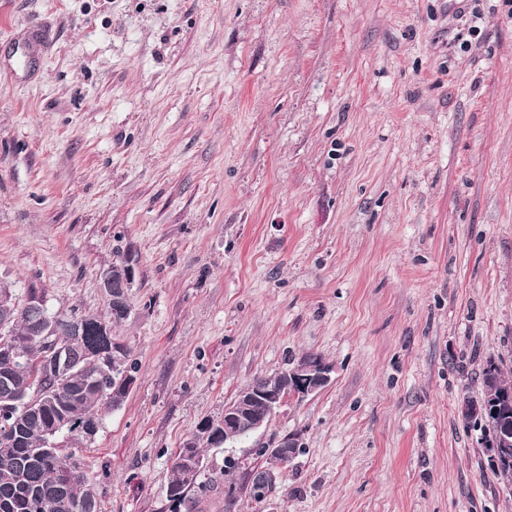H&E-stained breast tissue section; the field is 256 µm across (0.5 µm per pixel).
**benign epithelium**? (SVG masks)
<instances>
[{
	"mask_svg": "<svg viewBox=\"0 0 512 512\" xmlns=\"http://www.w3.org/2000/svg\"><path fill=\"white\" fill-rule=\"evenodd\" d=\"M123 287L113 284L112 270L102 274L100 287L108 301L115 307L127 308L130 305L128 287L132 281V272L122 274ZM330 380L329 369L317 359L300 361L283 372V380L276 388L242 392L239 397L224 405V420L218 424L206 421L200 427L207 429L215 446L230 445L238 442L237 431L242 429L247 436L258 434L268 422L265 414L259 411L263 406L273 413L288 399L304 400L324 388ZM459 416L466 424L478 423L481 430V445L487 449L494 468L512 461V434L485 424L488 419L486 406L482 403L466 400L462 403ZM300 447L293 436H284L278 440L257 445L255 452L264 458L265 464L246 472L248 481L259 484L263 492L275 487L278 478L288 462L293 459V449Z\"/></svg>",
	"mask_w": 512,
	"mask_h": 512,
	"instance_id": "obj_1",
	"label": "benign epithelium"
}]
</instances>
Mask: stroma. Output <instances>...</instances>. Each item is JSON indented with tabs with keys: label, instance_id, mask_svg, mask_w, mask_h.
I'll return each mask as SVG.
<instances>
[{
	"label": "stroma",
	"instance_id": "stroma-1",
	"mask_svg": "<svg viewBox=\"0 0 512 512\" xmlns=\"http://www.w3.org/2000/svg\"><path fill=\"white\" fill-rule=\"evenodd\" d=\"M136 382L76 452L101 512H168L174 456L255 376L330 368L229 512H512L479 428L512 382V0H0V284L107 317ZM499 362V369H498V376H499V384H498V390L506 389L509 385V382L505 379L503 368H502V362L501 360ZM485 365V364H484ZM484 365L482 368V383H483V392L481 397L479 398V401H491L493 400L496 395H498V392H495L494 388L488 383L485 373H484ZM499 406H502L504 408L511 406L512 407V389L507 388V390L502 391L500 393V403ZM293 448L299 450V441L297 438L288 435L278 440L258 444L255 452L258 456L264 458L265 464L246 472L245 476L248 477V482L258 483L262 487L265 496L275 487L281 472L288 465V462L294 458ZM262 491L253 484L249 494L253 495L251 497L255 501H259L262 499Z\"/></svg>",
	"mask_w": 512,
	"mask_h": 512
}]
</instances>
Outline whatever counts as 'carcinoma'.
Instances as JSON below:
<instances>
[{"mask_svg": "<svg viewBox=\"0 0 512 512\" xmlns=\"http://www.w3.org/2000/svg\"><path fill=\"white\" fill-rule=\"evenodd\" d=\"M108 312L106 320L75 317L76 334L57 325L45 336L43 323L53 315L39 297L0 305V512H101L92 479L63 447L89 442L85 432H97L105 409L127 396L124 374L135 372L136 362L103 328L128 313ZM18 393L33 405L16 406ZM211 445L201 429L183 442L197 458ZM199 474L198 464L175 457L167 487L170 512L190 503L188 489Z\"/></svg>", "mask_w": 512, "mask_h": 512, "instance_id": "1", "label": "carcinoma"}]
</instances>
